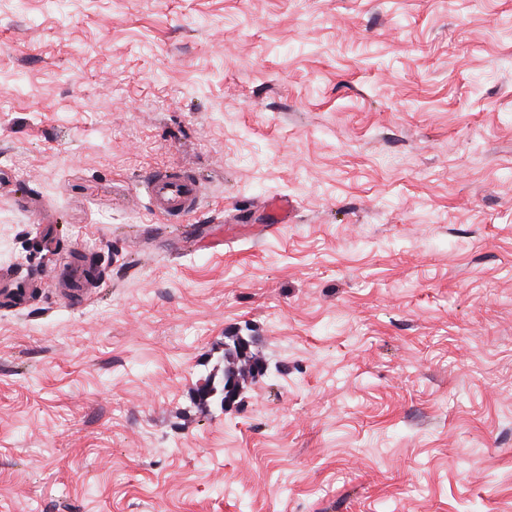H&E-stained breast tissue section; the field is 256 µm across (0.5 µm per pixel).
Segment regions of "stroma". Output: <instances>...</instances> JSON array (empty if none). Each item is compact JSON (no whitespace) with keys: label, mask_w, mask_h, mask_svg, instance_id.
<instances>
[{"label":"stroma","mask_w":512,"mask_h":512,"mask_svg":"<svg viewBox=\"0 0 512 512\" xmlns=\"http://www.w3.org/2000/svg\"><path fill=\"white\" fill-rule=\"evenodd\" d=\"M1 169L0 512H512V0H0ZM151 213L165 224H178L191 234L192 224H183L198 209L203 188L197 176L186 169L152 173L144 180ZM60 297L73 306H80L85 301L87 289L83 288L79 270L74 267L67 271H59Z\"/></svg>","instance_id":"35a3bbf8"}]
</instances>
